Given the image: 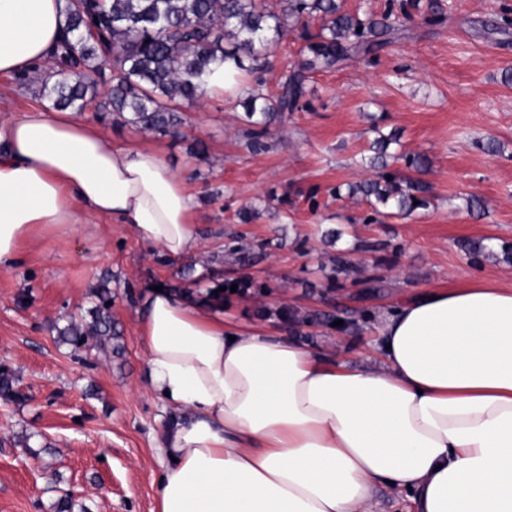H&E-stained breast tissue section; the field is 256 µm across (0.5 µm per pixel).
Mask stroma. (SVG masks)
Segmentation results:
<instances>
[{"label": "stroma", "mask_w": 512, "mask_h": 512, "mask_svg": "<svg viewBox=\"0 0 512 512\" xmlns=\"http://www.w3.org/2000/svg\"><path fill=\"white\" fill-rule=\"evenodd\" d=\"M302 30L293 29L269 66L246 75L278 93L298 58ZM512 0H448L441 21L414 18L405 36L372 59L311 75L302 110L270 130L269 149L250 152L238 97L183 104L181 136L143 132L88 106L82 114L117 143L163 152L186 175L197 205L193 222L205 248L190 274L199 291L216 269L210 256L227 234L245 245L271 241L248 274L267 283L264 296L229 295L215 315L228 328L280 332V306L355 318L361 333L304 326L308 344L333 346L350 362L374 363L380 314L427 288L483 278L512 285L502 253L473 261L467 245H512ZM34 79L0 75V123L46 106ZM398 131L400 149L423 154L426 168L390 163L391 171L428 186V208L411 215L375 213L348 184L373 177L366 165L376 133ZM497 152L485 148L488 140ZM479 207L470 208V199ZM255 210L251 223L241 213ZM82 235L36 233L25 261L0 268V366L11 369L24 398L0 401V512H49L71 495L87 512H155L163 470L156 445L174 411L150 390L139 337L143 298L156 286L181 284L184 260L161 261L131 229L102 219ZM347 254L348 274L331 284L332 259ZM379 279V289L369 288ZM112 290V315L123 330L121 355L91 351L74 360L57 344L56 326L87 317L101 280ZM29 436L28 454L20 439Z\"/></svg>", "instance_id": "stroma-1"}]
</instances>
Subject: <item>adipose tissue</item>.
Here are the masks:
<instances>
[{"mask_svg":"<svg viewBox=\"0 0 512 512\" xmlns=\"http://www.w3.org/2000/svg\"><path fill=\"white\" fill-rule=\"evenodd\" d=\"M67 0H0V75L41 67ZM195 195L156 149L71 111L0 124V268L37 232L106 218L167 259L196 256ZM139 324L152 391L177 411L157 512H374L377 484L414 512H512V288L422 291L379 329L376 366L149 291Z\"/></svg>","mask_w":512,"mask_h":512,"instance_id":"1","label":"adipose tissue"}]
</instances>
